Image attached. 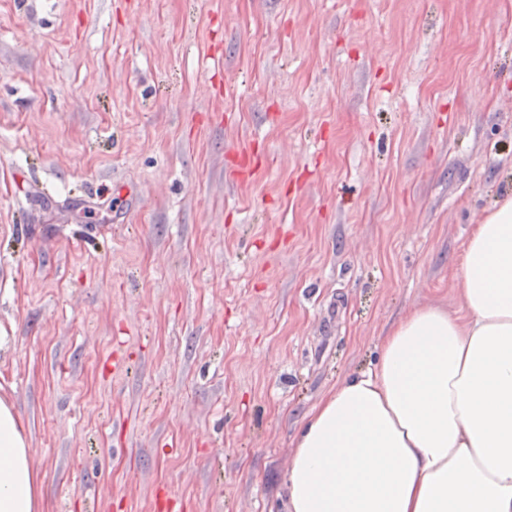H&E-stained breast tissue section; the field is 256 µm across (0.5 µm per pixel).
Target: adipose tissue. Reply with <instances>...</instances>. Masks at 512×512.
Segmentation results:
<instances>
[{
    "instance_id": "ef3b65f1",
    "label": "adipose tissue",
    "mask_w": 512,
    "mask_h": 512,
    "mask_svg": "<svg viewBox=\"0 0 512 512\" xmlns=\"http://www.w3.org/2000/svg\"><path fill=\"white\" fill-rule=\"evenodd\" d=\"M459 314L416 308L294 441L288 512H512V198L469 235ZM22 421L0 396V512H42Z\"/></svg>"
}]
</instances>
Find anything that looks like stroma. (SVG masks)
<instances>
[{
  "instance_id": "stroma-1",
  "label": "stroma",
  "mask_w": 512,
  "mask_h": 512,
  "mask_svg": "<svg viewBox=\"0 0 512 512\" xmlns=\"http://www.w3.org/2000/svg\"><path fill=\"white\" fill-rule=\"evenodd\" d=\"M507 195L512 0H0V389L44 512H286L305 416L457 309Z\"/></svg>"
}]
</instances>
